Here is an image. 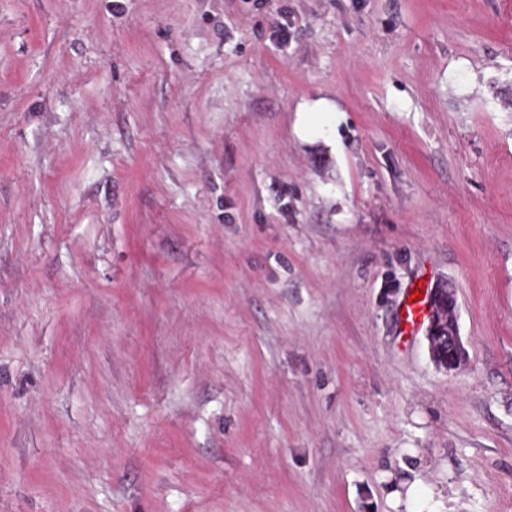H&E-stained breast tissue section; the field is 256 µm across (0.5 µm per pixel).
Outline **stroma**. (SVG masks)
<instances>
[{"instance_id": "35a3bbf8", "label": "stroma", "mask_w": 512, "mask_h": 512, "mask_svg": "<svg viewBox=\"0 0 512 512\" xmlns=\"http://www.w3.org/2000/svg\"><path fill=\"white\" fill-rule=\"evenodd\" d=\"M0 512H512V0H0ZM440 293L438 290L434 292L431 296V301L434 307L438 308L443 305L445 314L447 315V323L448 327L444 328L441 322L443 318V313L437 312L433 315V308L430 305L429 298L427 293L420 299H416L415 301H411V296L407 298V300L403 304L402 312L400 314V321H402L405 325V329L407 332H414L418 329L422 324L430 319V325L428 328V340L430 343V350L433 356V359L440 364L442 367L453 370L461 364L463 355L465 353V348L462 343L461 337L458 332V328L454 319V312L457 308V301L454 293L448 289L445 292V296H447L448 300L440 301ZM444 334V335H443ZM440 336H447L448 341V364L441 362L437 355V350L440 348L439 339Z\"/></svg>"}]
</instances>
